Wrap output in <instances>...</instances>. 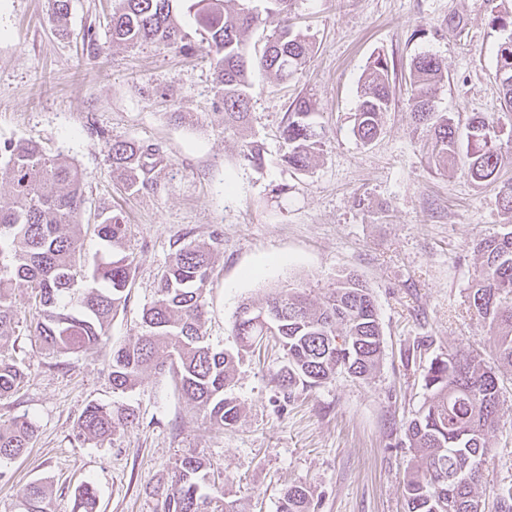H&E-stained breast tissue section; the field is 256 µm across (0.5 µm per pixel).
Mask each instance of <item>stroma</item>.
I'll list each match as a JSON object with an SVG mask.
<instances>
[{
    "label": "stroma",
    "instance_id": "35a3bbf8",
    "mask_svg": "<svg viewBox=\"0 0 512 512\" xmlns=\"http://www.w3.org/2000/svg\"><path fill=\"white\" fill-rule=\"evenodd\" d=\"M113 0H71L66 30L48 17V0H0V142L27 139L73 161L90 223L100 203L121 212L126 253L136 259L124 308L92 354L56 356L30 330L26 293L13 305L19 326L6 356L27 377L0 399V425L27 417L36 436L0 463V512H20L27 484L45 485L52 512H70L73 494L92 483L97 512H159L180 459L194 455L223 472L226 498L244 512H278L285 486H306L315 512H406L403 485L415 461L403 425L423 405V376L435 355L464 348L499 378L500 416L477 489L485 512L512 488V368L498 363L489 333L468 304L479 267L474 243L512 230L496 203L498 186L476 184L455 167L432 172L408 106V67L429 53L447 78L438 111L467 120L502 112L495 79L500 33L494 15L512 0H298L292 23L312 36L304 68L285 81L253 70L251 135L263 168L244 160L239 137L219 116L213 67L197 48L111 43ZM387 59L394 87L383 132L365 145L353 133L356 88L368 62ZM306 97L323 132L318 163L305 173L283 163L281 129ZM187 113L186 123L171 121ZM112 140L157 144L164 163L155 194L132 195L107 159ZM287 185L275 196L273 189ZM219 240L204 293L210 343L235 350L238 306L282 286L322 302L338 274L353 271L370 288L383 328L374 379L348 375L285 397L273 379L283 353L245 356L229 389L241 404L235 426L219 428L184 399L169 372H147L126 393L112 390L115 347L141 332L144 306L184 245ZM432 338L423 347V338ZM93 402L131 405L136 419L104 440L77 435Z\"/></svg>",
    "mask_w": 512,
    "mask_h": 512
}]
</instances>
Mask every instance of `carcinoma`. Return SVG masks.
<instances>
[{"label": "carcinoma", "mask_w": 512, "mask_h": 512, "mask_svg": "<svg viewBox=\"0 0 512 512\" xmlns=\"http://www.w3.org/2000/svg\"><path fill=\"white\" fill-rule=\"evenodd\" d=\"M176 3L186 7L204 32L216 95L224 108V131L242 139L247 161L263 166L261 148L246 138L250 72L256 67L286 80L307 62L312 41L293 28L295 0H115L110 40L128 46L191 47ZM49 6L52 23L64 26L70 0H49ZM271 19L277 21L274 31L262 54L253 58L246 50L247 37ZM446 74V63L433 54H418L409 64L410 112L425 136L429 162L446 170L461 161L473 181L494 182L502 166L512 163V124L476 112L460 133L454 119L434 105ZM495 77L512 112V32L498 44ZM393 99L388 61L378 56L366 65L356 91L352 132L361 143L381 135ZM314 115L312 103L299 99L281 131L288 144L284 161L297 172L310 170L320 157L321 133ZM107 157L126 191L155 193L160 188L157 145L115 141L108 145ZM0 182L11 193L10 202L0 203V350L16 332L12 296L19 289L30 291L36 313L32 333L46 350L57 355L95 350L132 287L135 257L122 251L126 225L106 203L98 205L95 223H80L84 195L77 166L61 154H47L35 142L0 146ZM89 232L105 247L92 263L82 253ZM218 245L214 240L176 250L159 278L155 299L142 310V334L112 351L110 378L112 389L124 393L147 371L167 370L204 418L230 427L241 416L240 403L226 396L239 355L209 343L203 301ZM475 252L481 262L469 288V307L488 324L498 359L512 366V231L480 240ZM245 310L251 316L240 317ZM232 334L239 350L247 353L271 338L278 343L283 361L275 379L289 397L297 388L319 386L339 372L370 380L383 354L373 295L353 271L340 275L321 303L298 289L273 288L263 298L241 304ZM25 377L21 365L0 356V397L16 391ZM424 387L428 397L404 428L415 460L405 485L407 512H482L476 489L489 454L487 436L499 422V378L470 354L456 351L431 360ZM134 419L130 407L91 403L80 416L78 435L103 440ZM34 435L35 426L24 416L0 427V462L21 455ZM213 474L204 459L184 458L162 494L160 512H243L237 502L224 498ZM20 498L22 512H50L46 489L37 481ZM96 510V491L87 484L75 493L72 512ZM279 512H314L309 490L301 485L284 489Z\"/></svg>", "instance_id": "1"}]
</instances>
